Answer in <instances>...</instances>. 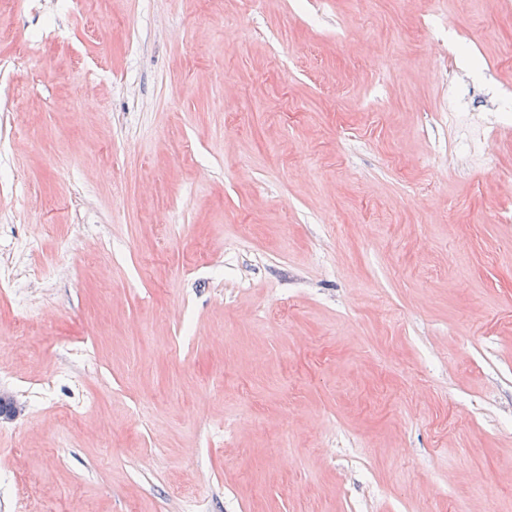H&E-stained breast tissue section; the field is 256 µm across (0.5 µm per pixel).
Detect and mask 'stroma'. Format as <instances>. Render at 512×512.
<instances>
[{"label":"stroma","mask_w":512,"mask_h":512,"mask_svg":"<svg viewBox=\"0 0 512 512\" xmlns=\"http://www.w3.org/2000/svg\"><path fill=\"white\" fill-rule=\"evenodd\" d=\"M0 60V512H512V0H0Z\"/></svg>","instance_id":"35a3bbf8"}]
</instances>
